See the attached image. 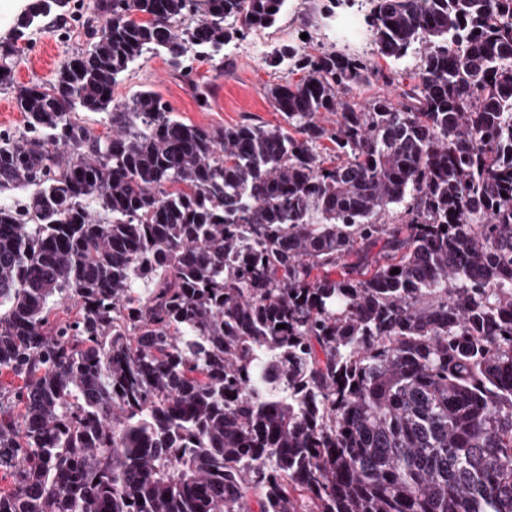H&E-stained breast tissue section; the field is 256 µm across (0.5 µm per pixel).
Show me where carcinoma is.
I'll return each instance as SVG.
<instances>
[{"mask_svg":"<svg viewBox=\"0 0 512 512\" xmlns=\"http://www.w3.org/2000/svg\"><path fill=\"white\" fill-rule=\"evenodd\" d=\"M366 2L377 55L418 57L395 101L289 45L278 126L116 99L287 0H96V40L15 88L0 512H512V0ZM65 6L33 0L1 82Z\"/></svg>","mask_w":512,"mask_h":512,"instance_id":"cac0c4a2","label":"carcinoma"}]
</instances>
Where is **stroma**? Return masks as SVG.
<instances>
[{
  "mask_svg": "<svg viewBox=\"0 0 512 512\" xmlns=\"http://www.w3.org/2000/svg\"><path fill=\"white\" fill-rule=\"evenodd\" d=\"M93 3L69 0L66 8L44 19L42 30L32 33L10 83L0 85V132L18 131L24 124V115L15 105L14 86L52 80L65 59L88 47L87 27L98 29L103 24ZM328 5L329 0H288L272 27L249 32L225 49L219 67L192 51L178 69L167 64L164 54L145 55L119 77L116 96L128 101L139 92L152 91L179 120L207 128L245 121L278 125L282 118L268 90L276 84L296 82L300 75L288 64L271 63L268 54L279 46L304 42L320 49L348 51L370 62L371 76L351 91L355 101L364 103L396 93L398 82L407 81L414 68V57L394 61L375 56L361 15L354 12L331 19L325 15Z\"/></svg>",
  "mask_w": 512,
  "mask_h": 512,
  "instance_id": "obj_1",
  "label": "stroma"
}]
</instances>
